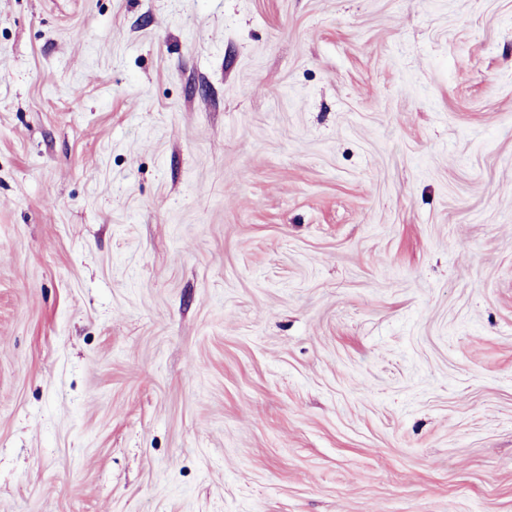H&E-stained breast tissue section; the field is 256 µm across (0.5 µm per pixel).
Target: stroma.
I'll use <instances>...</instances> for the list:
<instances>
[{"label":"stroma","instance_id":"35a3bbf8","mask_svg":"<svg viewBox=\"0 0 512 512\" xmlns=\"http://www.w3.org/2000/svg\"><path fill=\"white\" fill-rule=\"evenodd\" d=\"M0 512H512V0H0Z\"/></svg>","mask_w":512,"mask_h":512}]
</instances>
